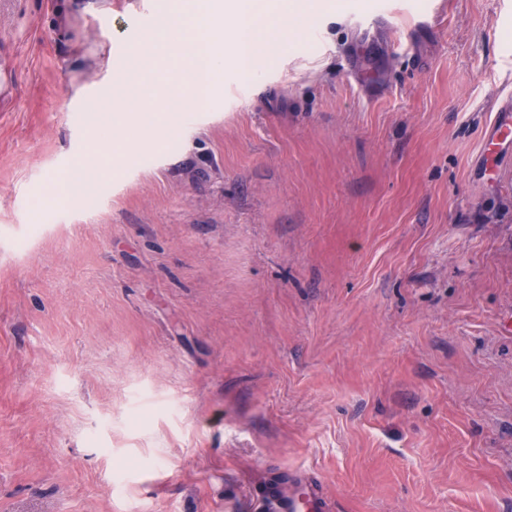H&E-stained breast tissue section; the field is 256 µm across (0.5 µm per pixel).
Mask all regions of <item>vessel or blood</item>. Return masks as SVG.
<instances>
[{"label":"vessel or blood","mask_w":512,"mask_h":512,"mask_svg":"<svg viewBox=\"0 0 512 512\" xmlns=\"http://www.w3.org/2000/svg\"><path fill=\"white\" fill-rule=\"evenodd\" d=\"M154 20L152 5L149 0H143L138 24L129 32L124 49L116 50L115 62H122L130 51L139 49L142 32L150 28ZM357 28L361 38L369 41L390 31L391 23L386 15L378 14L360 20ZM266 503V512H334L335 509L333 502L322 495L317 479L303 469L282 471L269 484Z\"/></svg>","instance_id":"b4317fda"}]
</instances>
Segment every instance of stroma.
<instances>
[{
  "label": "stroma",
  "mask_w": 512,
  "mask_h": 512,
  "mask_svg": "<svg viewBox=\"0 0 512 512\" xmlns=\"http://www.w3.org/2000/svg\"><path fill=\"white\" fill-rule=\"evenodd\" d=\"M176 2L117 74L139 0H0V512H263L292 468L335 512H512V0H388L358 50L379 0H297L63 200L98 85L148 86L142 136L183 98ZM360 37L365 41H370L384 32H391V23L384 14L367 17L357 23Z\"/></svg>",
  "instance_id": "obj_1"
}]
</instances>
